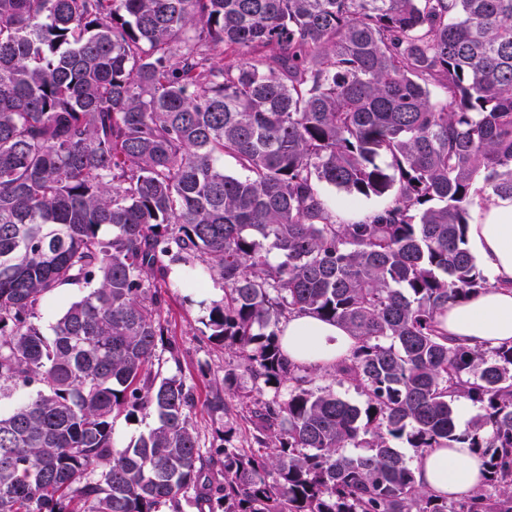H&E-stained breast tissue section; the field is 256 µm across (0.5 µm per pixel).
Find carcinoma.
<instances>
[{"instance_id":"carcinoma-1","label":"carcinoma","mask_w":512,"mask_h":512,"mask_svg":"<svg viewBox=\"0 0 512 512\" xmlns=\"http://www.w3.org/2000/svg\"><path fill=\"white\" fill-rule=\"evenodd\" d=\"M323 184L386 204L345 222ZM493 196L512 0H0V512H512V345L440 328L491 287L467 233ZM176 265L223 283L205 327L255 385L248 450L203 449L192 387L153 370L180 362ZM294 314L357 339L330 370L363 405L288 359ZM120 414L155 424L120 448ZM397 442L474 448L484 482L435 495ZM86 288L71 285L65 286L57 290L53 295L48 297L39 308V323L43 331L49 334L50 327L57 318L63 313L67 305L81 297L86 292Z\"/></svg>"}]
</instances>
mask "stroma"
<instances>
[{"instance_id":"1","label":"stroma","mask_w":512,"mask_h":512,"mask_svg":"<svg viewBox=\"0 0 512 512\" xmlns=\"http://www.w3.org/2000/svg\"><path fill=\"white\" fill-rule=\"evenodd\" d=\"M224 296L222 286L188 284L177 276H169L165 290L166 304L162 319L168 329V338L181 350L180 362L162 359L161 375L182 376L194 392L195 404L192 423L204 448L223 446L224 431L234 427L232 447L246 448L251 444L248 425L235 414H218L211 410L212 392L225 387L227 402H234L237 394L252 390L248 375L238 369L239 359L234 350L208 341L202 321L214 303Z\"/></svg>"}]
</instances>
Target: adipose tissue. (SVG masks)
<instances>
[{
	"label": "adipose tissue",
	"mask_w": 512,
	"mask_h": 512,
	"mask_svg": "<svg viewBox=\"0 0 512 512\" xmlns=\"http://www.w3.org/2000/svg\"><path fill=\"white\" fill-rule=\"evenodd\" d=\"M469 247L489 276L491 288L450 305L443 328L449 338L471 348L512 344V198H493L478 208L468 230ZM289 359L300 365L331 367L352 353L356 339L331 323L292 317L281 327ZM414 471L425 489L455 499L482 481V460L472 448H439L416 459Z\"/></svg>",
	"instance_id": "1"
}]
</instances>
